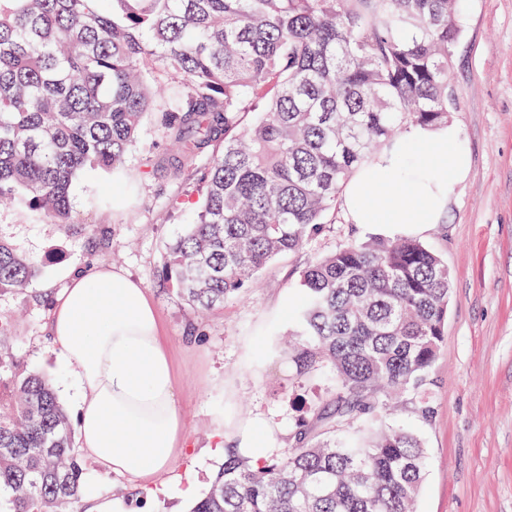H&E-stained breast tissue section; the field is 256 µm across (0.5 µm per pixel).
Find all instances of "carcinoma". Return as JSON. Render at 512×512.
<instances>
[{"label":"carcinoma","mask_w":512,"mask_h":512,"mask_svg":"<svg viewBox=\"0 0 512 512\" xmlns=\"http://www.w3.org/2000/svg\"><path fill=\"white\" fill-rule=\"evenodd\" d=\"M457 0H0V198L74 223L70 188L116 171L144 116L179 170L211 153L205 201L168 247L180 295L211 310L300 250L374 149L448 126ZM182 80L162 109L150 75ZM43 261L0 240V294ZM288 360L335 383L289 448L255 466L228 448L191 512H416L427 450L391 424L424 387L445 336L452 276L420 241L342 244L299 274ZM81 469L47 379L0 342V508L64 512Z\"/></svg>","instance_id":"carcinoma-1"}]
</instances>
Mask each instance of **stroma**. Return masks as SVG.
<instances>
[{
    "label": "stroma",
    "mask_w": 512,
    "mask_h": 512,
    "mask_svg": "<svg viewBox=\"0 0 512 512\" xmlns=\"http://www.w3.org/2000/svg\"><path fill=\"white\" fill-rule=\"evenodd\" d=\"M461 25L448 103L470 169L442 222L420 237L452 275L446 337L425 387L429 413L409 395L395 420L416 431L428 453L418 512H512V0H463ZM167 149L165 130L146 114L119 172L87 169L74 180V224L0 204V237L44 261L26 290L0 295V322L19 363L45 374L57 367L48 322L66 270L102 263L144 284L173 362L188 443L149 512H188L182 488L204 494L224 461L209 449L216 430L229 435L261 418L273 427L272 448L283 450L308 404L332 388L327 369L312 383H293L275 343L288 329L299 271L378 230L337 216L305 248L272 262L254 288L198 312L167 273V247L197 217L209 159L176 172L162 163ZM82 467L84 487L120 499L124 512L134 508L138 486L91 461Z\"/></svg>",
    "instance_id": "35a3bbf8"
}]
</instances>
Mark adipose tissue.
Listing matches in <instances>:
<instances>
[{"label": "adipose tissue", "instance_id": "ef3b65f1", "mask_svg": "<svg viewBox=\"0 0 512 512\" xmlns=\"http://www.w3.org/2000/svg\"><path fill=\"white\" fill-rule=\"evenodd\" d=\"M468 171L455 126L411 128L349 179L350 223L420 234L445 216ZM51 311L61 392L74 411L79 453L152 496L184 451L172 362L141 282L108 265L72 270Z\"/></svg>", "mask_w": 512, "mask_h": 512}]
</instances>
